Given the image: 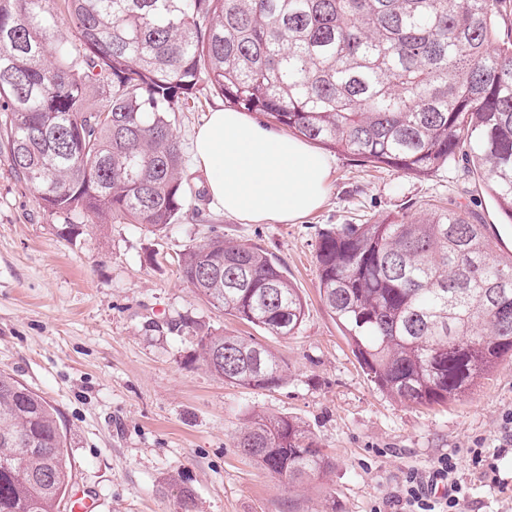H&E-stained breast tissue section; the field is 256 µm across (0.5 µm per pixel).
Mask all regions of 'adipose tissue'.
<instances>
[{"label": "adipose tissue", "mask_w": 512, "mask_h": 512, "mask_svg": "<svg viewBox=\"0 0 512 512\" xmlns=\"http://www.w3.org/2000/svg\"><path fill=\"white\" fill-rule=\"evenodd\" d=\"M194 160L216 203L246 222H296L319 209L329 189L324 155L232 109L210 113L198 129Z\"/></svg>", "instance_id": "adipose-tissue-1"}]
</instances>
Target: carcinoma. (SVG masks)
Wrapping results in <instances>:
<instances>
[{
	"label": "carcinoma",
	"mask_w": 512,
	"mask_h": 512,
	"mask_svg": "<svg viewBox=\"0 0 512 512\" xmlns=\"http://www.w3.org/2000/svg\"><path fill=\"white\" fill-rule=\"evenodd\" d=\"M512 0H0V141L44 210L161 233L188 204L172 114L200 85L299 137L428 177L467 162L512 221ZM66 23L78 44L57 38ZM98 88L105 103H91ZM453 208L340 224L316 246L319 293L364 373L402 402L458 401L512 357V254ZM184 282L215 309L292 336L298 290L263 249L215 235ZM224 381L285 383L254 338L206 332ZM234 447L293 487L331 468L298 421L255 414ZM72 464L55 409L0 371V512H58Z\"/></svg>",
	"instance_id": "obj_1"
}]
</instances>
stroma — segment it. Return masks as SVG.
<instances>
[{
	"label": "stroma",
	"instance_id": "1",
	"mask_svg": "<svg viewBox=\"0 0 512 512\" xmlns=\"http://www.w3.org/2000/svg\"><path fill=\"white\" fill-rule=\"evenodd\" d=\"M225 101L201 89L173 125L183 178L201 194L160 234L115 222L67 236L61 217L11 168L0 144V370L55 409L72 463L71 488L91 492L98 512H372L399 495L403 476L455 454L471 512H512V450L500 452L499 490L485 486L467 453L499 451L512 413V360L462 400L420 406L396 400L364 374L319 294V232L378 224L452 207L486 225L501 255L512 224L463 162L417 178L329 151L324 205L294 224L225 215L207 195L192 141ZM216 234L258 246L286 272L305 304L294 335L272 337L224 315L180 277L183 249ZM221 330L250 336L282 360L287 380L262 390L225 383L201 361L197 339ZM256 412L299 421L332 466L291 488L234 446Z\"/></svg>",
	"mask_w": 512,
	"mask_h": 512
}]
</instances>
